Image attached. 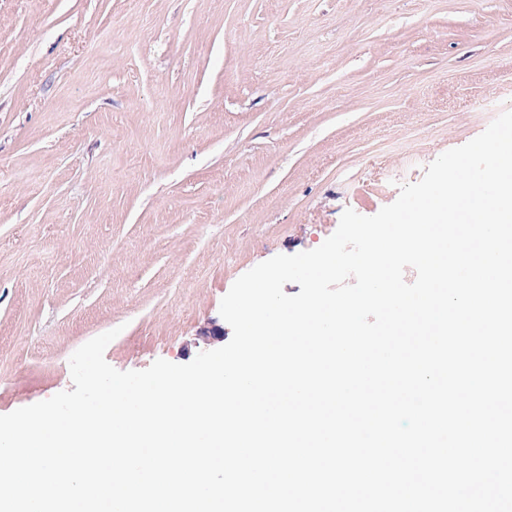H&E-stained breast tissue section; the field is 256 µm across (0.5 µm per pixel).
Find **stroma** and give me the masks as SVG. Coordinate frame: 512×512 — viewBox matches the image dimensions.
<instances>
[{
  "mask_svg": "<svg viewBox=\"0 0 512 512\" xmlns=\"http://www.w3.org/2000/svg\"><path fill=\"white\" fill-rule=\"evenodd\" d=\"M506 109L512 0H0V415L112 329L120 371L226 345L237 278Z\"/></svg>",
  "mask_w": 512,
  "mask_h": 512,
  "instance_id": "obj_1",
  "label": "stroma"
}]
</instances>
